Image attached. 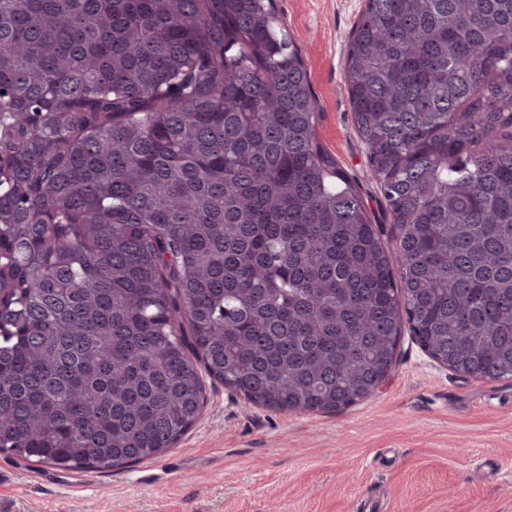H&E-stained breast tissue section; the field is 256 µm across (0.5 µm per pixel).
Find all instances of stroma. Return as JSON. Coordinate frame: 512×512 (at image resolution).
Instances as JSON below:
<instances>
[{
    "label": "stroma",
    "instance_id": "obj_1",
    "mask_svg": "<svg viewBox=\"0 0 512 512\" xmlns=\"http://www.w3.org/2000/svg\"><path fill=\"white\" fill-rule=\"evenodd\" d=\"M318 100L317 135L389 224L344 81L365 0H275ZM512 512V380L466 378L403 333L397 363L333 414L274 412L205 382L196 423L159 458L71 471L0 455V512Z\"/></svg>",
    "mask_w": 512,
    "mask_h": 512
}]
</instances>
